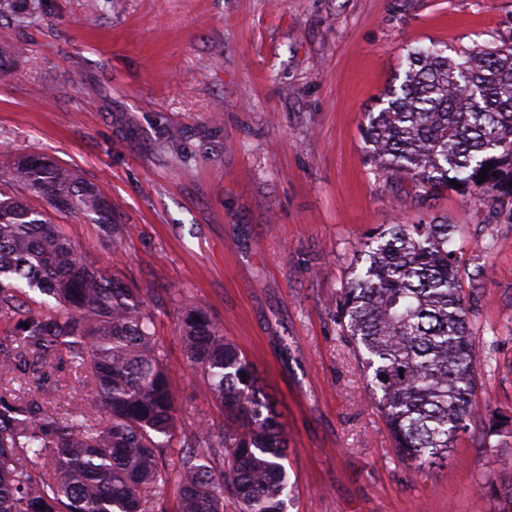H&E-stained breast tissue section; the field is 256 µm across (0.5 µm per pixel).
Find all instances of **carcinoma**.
Here are the masks:
<instances>
[{
  "mask_svg": "<svg viewBox=\"0 0 512 512\" xmlns=\"http://www.w3.org/2000/svg\"><path fill=\"white\" fill-rule=\"evenodd\" d=\"M381 104L365 130L375 174L424 197L454 180L489 207L512 199V31L503 46L458 60L434 46L411 49ZM163 149L172 165L185 163L180 130H167ZM53 213L99 225L107 242L122 232L105 193L75 171L39 154L0 168V317L18 324L0 339V383L22 376L38 385L64 361L89 371L86 397L62 412L0 392V512H224L226 498L235 512H287V434L239 346L202 306L184 308L185 355L222 404L224 427L191 431L167 462L179 417L154 313L141 289L88 261ZM454 233L435 218L381 225L361 244L339 302L340 332L364 351L396 448L417 469L447 464L457 433L476 423L482 447L499 446L496 425L473 404L478 346ZM41 458L51 469L34 475ZM484 490L512 512V480Z\"/></svg>",
  "mask_w": 512,
  "mask_h": 512,
  "instance_id": "cac0c4a2",
  "label": "carcinoma"
}]
</instances>
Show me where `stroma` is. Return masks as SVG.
<instances>
[{"instance_id":"stroma-1","label":"stroma","mask_w":512,"mask_h":512,"mask_svg":"<svg viewBox=\"0 0 512 512\" xmlns=\"http://www.w3.org/2000/svg\"><path fill=\"white\" fill-rule=\"evenodd\" d=\"M512 0H0V168L45 155L99 186L128 232L58 216L98 267L144 289L179 411L171 442L224 425L178 324L205 307L253 363L288 432V512H495L512 477L458 434L445 466L401 460L337 305L368 232L447 217L484 363L473 400L512 423V208L410 182L365 162L368 111L416 46L450 57L499 46ZM183 133L189 159L162 150ZM486 267L476 278L477 267ZM484 490L498 502L499 512L512 511V479L508 482L499 479L489 480L485 483Z\"/></svg>"}]
</instances>
